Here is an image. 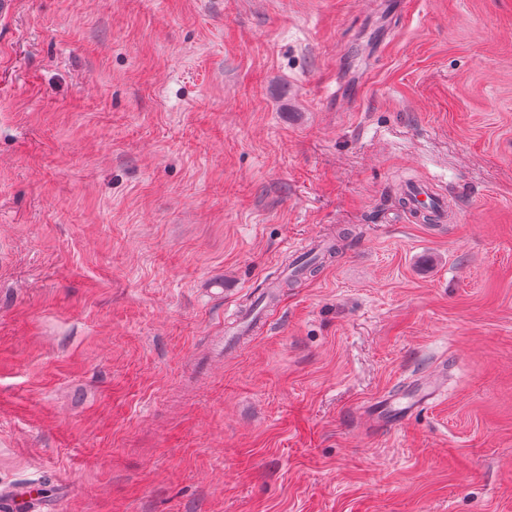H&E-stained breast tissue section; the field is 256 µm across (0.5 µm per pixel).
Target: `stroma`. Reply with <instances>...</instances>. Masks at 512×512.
I'll use <instances>...</instances> for the list:
<instances>
[{
	"label": "stroma",
	"mask_w": 512,
	"mask_h": 512,
	"mask_svg": "<svg viewBox=\"0 0 512 512\" xmlns=\"http://www.w3.org/2000/svg\"><path fill=\"white\" fill-rule=\"evenodd\" d=\"M46 478L40 512H512V0L0 10V489ZM402 211L408 218H418L444 224L448 220V208L443 197L438 195L430 183L415 180L401 190ZM415 382L416 388L406 402L394 395L379 398L369 405L371 411L368 412V417L374 422L381 418L388 421L390 426H395L434 403L439 391L438 379L422 377Z\"/></svg>",
	"instance_id": "obj_1"
}]
</instances>
